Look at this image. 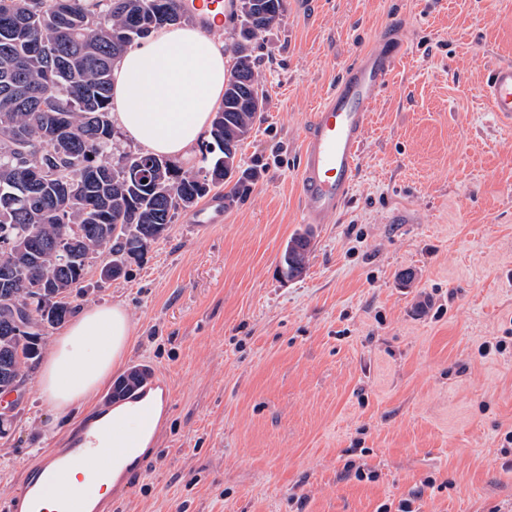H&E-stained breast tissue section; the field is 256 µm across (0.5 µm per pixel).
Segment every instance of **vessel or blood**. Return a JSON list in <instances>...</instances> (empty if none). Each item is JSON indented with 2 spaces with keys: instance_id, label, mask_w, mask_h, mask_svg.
<instances>
[{
  "instance_id": "1",
  "label": "vessel or blood",
  "mask_w": 512,
  "mask_h": 512,
  "mask_svg": "<svg viewBox=\"0 0 512 512\" xmlns=\"http://www.w3.org/2000/svg\"><path fill=\"white\" fill-rule=\"evenodd\" d=\"M405 55L402 40L379 38L375 51L343 68L335 89L311 113L302 142L303 162L298 179L306 223H325L348 201L371 121L372 98L388 86ZM483 95L496 119L511 124L512 65L489 70ZM138 439V433L120 431L113 444H103L98 424L86 421L70 436L66 448L29 472L21 491L10 498L11 512H49L42 497L40 474H48L54 483L65 484L78 469L111 472L113 461L127 458ZM56 507L58 512H112V500L74 490L61 493Z\"/></svg>"
}]
</instances>
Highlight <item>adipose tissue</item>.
<instances>
[{
  "label": "adipose tissue",
  "instance_id": "ef3b65f1",
  "mask_svg": "<svg viewBox=\"0 0 512 512\" xmlns=\"http://www.w3.org/2000/svg\"><path fill=\"white\" fill-rule=\"evenodd\" d=\"M229 72L228 51L214 37L187 26L161 29L114 68L112 117L148 152L189 158L210 131ZM133 333L122 304L77 312L39 367V392L51 412L87 405L125 361Z\"/></svg>",
  "mask_w": 512,
  "mask_h": 512
}]
</instances>
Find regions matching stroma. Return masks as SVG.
I'll return each mask as SVG.
<instances>
[{"instance_id":"1","label":"stroma","mask_w":512,"mask_h":512,"mask_svg":"<svg viewBox=\"0 0 512 512\" xmlns=\"http://www.w3.org/2000/svg\"><path fill=\"white\" fill-rule=\"evenodd\" d=\"M389 31L407 54L373 99L351 197L284 277L309 116ZM254 55L268 103L242 165L261 178L223 223L181 211L127 277L102 281L93 262L71 299L122 303L126 366L170 394L112 512H377L409 497L415 512H512V126L481 94L488 66L512 64V0H285ZM110 390L62 418L37 376L8 394L0 510ZM351 460L375 480L346 475Z\"/></svg>"}]
</instances>
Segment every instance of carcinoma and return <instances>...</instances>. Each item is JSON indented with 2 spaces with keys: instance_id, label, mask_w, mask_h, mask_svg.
<instances>
[{
  "instance_id": "cac0c4a2",
  "label": "carcinoma",
  "mask_w": 512,
  "mask_h": 512,
  "mask_svg": "<svg viewBox=\"0 0 512 512\" xmlns=\"http://www.w3.org/2000/svg\"><path fill=\"white\" fill-rule=\"evenodd\" d=\"M284 0H255L240 11L235 62L224 104L212 120V155L202 181L167 158L112 153L111 73L152 32L188 19L183 0H0V268L15 246L23 265L0 273V393L23 384L40 355L44 332L71 312L93 255L128 268L167 236L180 210L211 192L246 197L256 169L232 168L262 119L266 96L253 52L278 24ZM312 231L295 233L281 273L306 268ZM133 367L112 385V401L147 380Z\"/></svg>"
}]
</instances>
